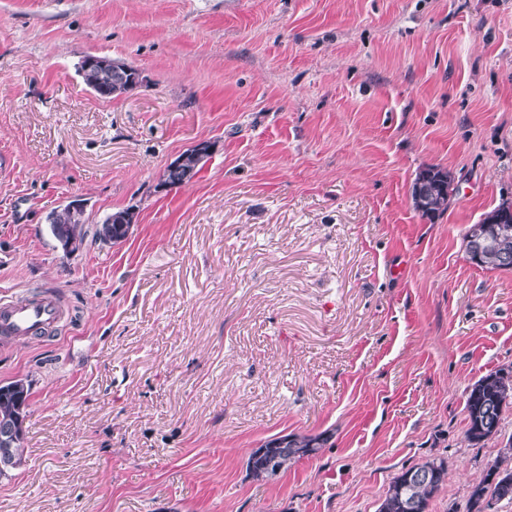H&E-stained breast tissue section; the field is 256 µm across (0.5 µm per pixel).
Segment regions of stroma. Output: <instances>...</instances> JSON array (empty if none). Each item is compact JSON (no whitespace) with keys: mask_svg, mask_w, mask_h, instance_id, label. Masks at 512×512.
<instances>
[{"mask_svg":"<svg viewBox=\"0 0 512 512\" xmlns=\"http://www.w3.org/2000/svg\"><path fill=\"white\" fill-rule=\"evenodd\" d=\"M89 54L142 84L97 97ZM1 153L0 294L69 315L0 338V383L31 385L0 512H377L433 458L430 512H467L501 446L467 441V390L512 367V271L463 241L512 203V0H0ZM430 165L456 188L433 222ZM76 197L135 208L128 239L64 254ZM324 431L248 477L268 437ZM210 154L211 145L207 142H201L187 149L175 159L181 161V164L175 162L172 167L171 164L167 166L162 175L161 186L173 188L188 185L201 170V163ZM454 195L455 188L448 171L438 166L421 169L410 187L413 208L431 222L447 212ZM330 438L326 432L271 436L249 453L246 471L253 480L270 479L301 459L316 455L326 447Z\"/></svg>","mask_w":512,"mask_h":512,"instance_id":"35a3bbf8","label":"stroma"}]
</instances>
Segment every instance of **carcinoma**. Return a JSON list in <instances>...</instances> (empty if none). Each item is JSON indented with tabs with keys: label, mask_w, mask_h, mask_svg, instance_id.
<instances>
[{
	"label": "carcinoma",
	"mask_w": 512,
	"mask_h": 512,
	"mask_svg": "<svg viewBox=\"0 0 512 512\" xmlns=\"http://www.w3.org/2000/svg\"><path fill=\"white\" fill-rule=\"evenodd\" d=\"M78 73L84 84L98 97H118L116 84H121L122 93L135 89L140 74L136 69L130 73L117 74L102 68L88 67L81 62ZM211 154V145L201 142L179 155L181 164L177 168L167 167L162 175L164 187H181L189 184L202 168V162ZM455 195V188L448 171L438 166L421 169L410 187L412 206L420 216L431 222L443 216ZM134 217L136 212L128 207L108 214L100 223L86 225V219L75 222L69 206L54 210L49 224L61 249L71 254L79 250L86 239L112 247L128 237L129 225L124 217ZM487 235L493 245L489 252L480 251L466 243L468 261L482 269L512 270V213L501 224H487ZM30 387L22 379L0 385V449H8L7 464L0 467V475L21 464L24 422L29 406ZM512 408V369H497L481 376L468 389L465 412L466 438L477 445L501 436V421L505 411ZM330 441L326 432L316 435L286 434L271 436L259 447L252 449L246 462V471L256 481L270 479L305 457L316 455ZM415 470H428L432 477L427 482L412 486L411 495L421 504L420 512H429L434 496L446 482L448 471L444 460L429 459L413 466ZM407 470L392 477L378 512H408L404 477ZM497 475L495 486H489V478ZM512 502V436L500 448L495 461L488 465L483 477L471 486L467 512H484L485 501Z\"/></svg>",
	"instance_id": "1"
}]
</instances>
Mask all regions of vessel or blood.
I'll return each instance as SVG.
<instances>
[{"label":"vessel or blood","instance_id":"vessel-or-blood-1","mask_svg":"<svg viewBox=\"0 0 512 512\" xmlns=\"http://www.w3.org/2000/svg\"><path fill=\"white\" fill-rule=\"evenodd\" d=\"M65 312L57 294L43 291L22 300L0 299V334L17 341L50 331Z\"/></svg>","mask_w":512,"mask_h":512}]
</instances>
